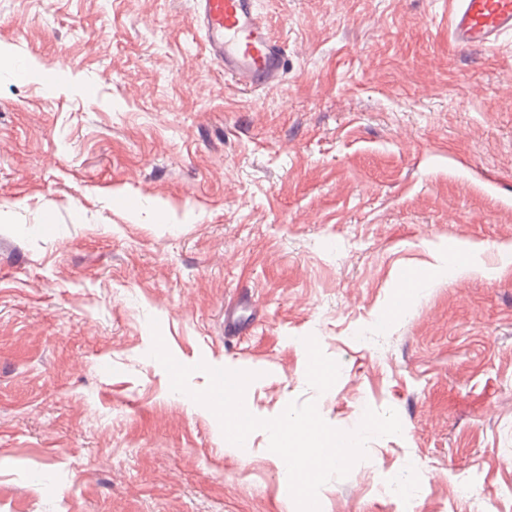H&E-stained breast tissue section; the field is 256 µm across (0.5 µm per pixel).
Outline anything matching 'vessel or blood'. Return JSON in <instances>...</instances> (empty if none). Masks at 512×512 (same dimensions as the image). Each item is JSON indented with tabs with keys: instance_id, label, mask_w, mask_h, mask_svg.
I'll return each mask as SVG.
<instances>
[{
	"instance_id": "b4317fda",
	"label": "vessel or blood",
	"mask_w": 512,
	"mask_h": 512,
	"mask_svg": "<svg viewBox=\"0 0 512 512\" xmlns=\"http://www.w3.org/2000/svg\"><path fill=\"white\" fill-rule=\"evenodd\" d=\"M449 29L463 47H488L512 34V0H451ZM195 22L205 48L224 72L255 88L277 84L286 69L280 42L257 0H196Z\"/></svg>"
}]
</instances>
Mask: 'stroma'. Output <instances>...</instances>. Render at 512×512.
I'll use <instances>...</instances> for the list:
<instances>
[{"instance_id":"stroma-1","label":"stroma","mask_w":512,"mask_h":512,"mask_svg":"<svg viewBox=\"0 0 512 512\" xmlns=\"http://www.w3.org/2000/svg\"><path fill=\"white\" fill-rule=\"evenodd\" d=\"M259 8L272 88L194 0H0V512H296L266 431L229 453L172 391L154 321L192 389L257 372L259 418L398 412L320 512H512V272L392 309L435 251L512 247V34L459 46L449 0ZM195 22L208 54L224 65L225 75L255 88L281 80L286 59L257 10V0H196Z\"/></svg>"}]
</instances>
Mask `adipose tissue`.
<instances>
[{
    "instance_id": "1",
    "label": "adipose tissue",
    "mask_w": 512,
    "mask_h": 512,
    "mask_svg": "<svg viewBox=\"0 0 512 512\" xmlns=\"http://www.w3.org/2000/svg\"><path fill=\"white\" fill-rule=\"evenodd\" d=\"M483 251L482 245L464 244L455 247L450 258H438L436 264L431 265L428 273L409 270L403 279V287L393 302L394 308L406 307L421 291L447 277L451 272L461 275L479 274L485 277L497 275V268L486 267L481 261L480 256Z\"/></svg>"
}]
</instances>
